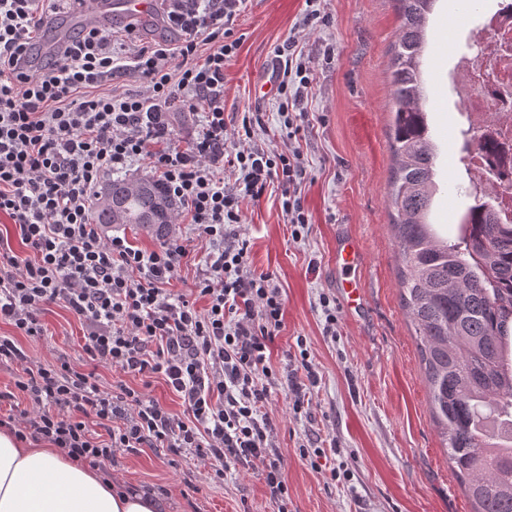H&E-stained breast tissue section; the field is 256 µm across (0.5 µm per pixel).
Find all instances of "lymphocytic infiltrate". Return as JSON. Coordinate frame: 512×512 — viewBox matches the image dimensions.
I'll return each mask as SVG.
<instances>
[{"instance_id":"f902f5d3","label":"lymphocytic infiltrate","mask_w":512,"mask_h":512,"mask_svg":"<svg viewBox=\"0 0 512 512\" xmlns=\"http://www.w3.org/2000/svg\"><path fill=\"white\" fill-rule=\"evenodd\" d=\"M165 21L177 44L136 45L89 25L50 65L26 66L38 26L37 0H0V215L9 217L23 252L0 251V365L17 367L0 425L19 439L47 442L70 460L100 469L118 452L164 448L210 464L216 478L233 466L258 468L277 512H288V487L274 444L271 347L284 321L281 288L252 270L240 237L239 197L224 184L237 175L260 199L282 187L292 237L309 219L301 198L306 175L296 151L259 144L256 121L243 117L238 146L226 149L224 64L240 40L233 22L244 0H166ZM298 38L276 47L277 90L300 101L312 73ZM137 78L134 92H108L114 78ZM197 123L187 143L171 118ZM147 163L189 219L193 235L143 250L104 236L90 218L106 177ZM203 262L189 293L170 287L189 254ZM62 304L85 325L81 363L28 360L17 336L41 335L40 316ZM284 384L294 415L309 412L318 375L298 340ZM138 377L140 389L101 385L97 367ZM163 380L183 416L149 394Z\"/></svg>"}]
</instances>
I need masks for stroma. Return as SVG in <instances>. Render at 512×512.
Returning <instances> with one entry per match:
<instances>
[{
  "label": "stroma",
  "instance_id": "1",
  "mask_svg": "<svg viewBox=\"0 0 512 512\" xmlns=\"http://www.w3.org/2000/svg\"><path fill=\"white\" fill-rule=\"evenodd\" d=\"M483 0H437L427 27L424 78L432 135L439 148V191L430 220L440 236L456 233L453 212L464 203V178L452 163L448 112V36L458 30L450 13L471 18ZM323 21L303 30L305 0H246L233 27L240 45L224 66V116L259 113L272 147H298L306 178L302 201L310 224L292 239L279 189L260 200L241 195V236L253 269L275 277L285 299L284 326L272 345L278 376L290 368L297 338H305L319 382L311 391L310 418L294 417L281 387L266 407L277 425L275 446L288 486V512H472L433 421L429 390L397 278L398 255L387 191L394 165L389 146V65L400 17L395 0H319ZM299 45L313 74L300 104L302 130L287 139L278 94L256 95L261 73L275 64L274 50L288 37ZM353 239L366 254L356 272L365 305L337 307L335 337L323 336L320 295L339 299L334 263L337 239ZM39 337L18 342L30 360L46 363L82 355L83 329L63 306L50 305ZM323 440L321 468L299 455L305 439ZM347 466L348 479L331 480ZM112 483L165 495L164 512H277L253 470H225L223 479L192 458L163 448L118 454Z\"/></svg>",
  "mask_w": 512,
  "mask_h": 512
}]
</instances>
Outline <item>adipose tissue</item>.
I'll return each instance as SVG.
<instances>
[{
  "label": "adipose tissue",
  "mask_w": 512,
  "mask_h": 512,
  "mask_svg": "<svg viewBox=\"0 0 512 512\" xmlns=\"http://www.w3.org/2000/svg\"><path fill=\"white\" fill-rule=\"evenodd\" d=\"M156 495L116 488L58 449L0 430V512H161Z\"/></svg>",
  "instance_id": "adipose-tissue-1"
}]
</instances>
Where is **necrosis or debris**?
I'll return each instance as SVG.
<instances>
[{
  "mask_svg": "<svg viewBox=\"0 0 512 512\" xmlns=\"http://www.w3.org/2000/svg\"><path fill=\"white\" fill-rule=\"evenodd\" d=\"M512 0H491L453 40L448 102L454 163L468 195L494 197L497 221L512 224Z\"/></svg>",
  "mask_w": 512,
  "mask_h": 512,
  "instance_id": "obj_1",
  "label": "necrosis or debris"
}]
</instances>
